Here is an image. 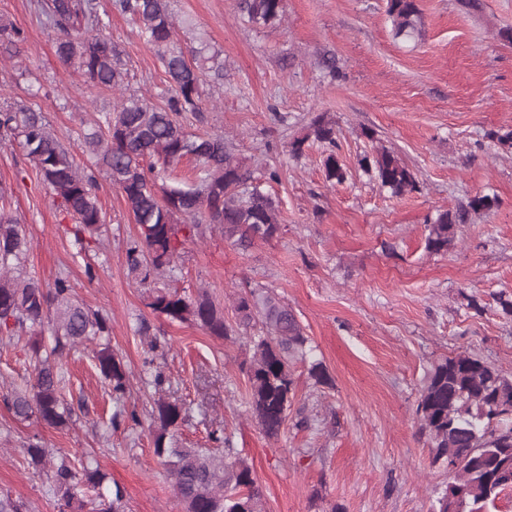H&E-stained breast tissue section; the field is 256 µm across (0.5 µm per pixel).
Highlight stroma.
<instances>
[{"label":"stroma","instance_id":"1","mask_svg":"<svg viewBox=\"0 0 512 512\" xmlns=\"http://www.w3.org/2000/svg\"><path fill=\"white\" fill-rule=\"evenodd\" d=\"M480 3L472 11L459 0H417L423 34L404 40L393 35L386 0H287L276 28L249 22L237 0H169L180 42L205 43L224 62L223 75L206 73L205 109L187 115V131L231 140L278 201L282 225L245 251L207 233L186 243L160 280L190 296L206 290L230 324L232 300L247 287L272 290L292 308L332 384L315 385L295 365L288 421L275 438L249 406L245 336L218 338L150 308V289L126 262L136 226L109 178L97 176L105 224L82 255L72 217L18 146L0 142L6 211L31 242L22 275L46 286L67 278L80 303L107 317L131 382L113 399L91 340L57 362L72 409L66 428L19 419L0 403V493L27 512H60L54 465L89 455L122 490L124 512H183L154 452L150 412L163 395L187 411L180 446L210 447V431L223 428L252 467L265 512H431L448 471L432 464L418 433L427 372L466 351L512 374V317L495 301L512 295V149L496 141L512 129V40L502 36L512 30V0ZM1 22L26 40L0 41V107L43 112L80 166H93L81 136L112 111L116 93L89 87L61 63L57 35L33 0H0ZM109 33L128 93L162 103L168 83L153 48L127 17L112 15ZM321 113L336 125L348 170L336 186L325 180L319 145L299 158L288 152ZM378 143L399 153L419 192L393 197L364 172L359 161ZM269 169L278 180L265 179ZM479 193L495 196V206L459 226L454 248L427 251V219ZM30 342L26 332L0 335V396L25 387ZM132 408L135 423L125 416ZM32 441L47 451L43 467L29 462Z\"/></svg>","mask_w":512,"mask_h":512}]
</instances>
